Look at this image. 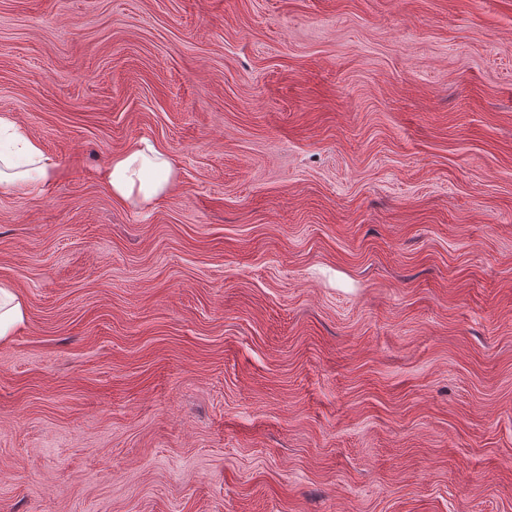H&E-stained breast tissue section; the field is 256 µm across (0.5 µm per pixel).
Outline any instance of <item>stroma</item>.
I'll return each instance as SVG.
<instances>
[{
    "label": "stroma",
    "mask_w": 512,
    "mask_h": 512,
    "mask_svg": "<svg viewBox=\"0 0 512 512\" xmlns=\"http://www.w3.org/2000/svg\"><path fill=\"white\" fill-rule=\"evenodd\" d=\"M1 116L0 512H512V0H0ZM0 130L11 132L18 145L19 163L11 155L0 153V192L36 194L57 173L58 164L40 143L22 131L13 121L0 117ZM27 166V167H26ZM172 170L170 156L142 139L114 155L102 177L116 199L136 205H151L168 193ZM158 172L164 175L157 177ZM27 308L21 294L7 283L0 282V341H7L25 325Z\"/></svg>",
    "instance_id": "35a3bbf8"
}]
</instances>
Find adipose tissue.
<instances>
[{
    "label": "adipose tissue",
    "mask_w": 512,
    "mask_h": 512,
    "mask_svg": "<svg viewBox=\"0 0 512 512\" xmlns=\"http://www.w3.org/2000/svg\"><path fill=\"white\" fill-rule=\"evenodd\" d=\"M0 130L10 132L19 151L15 157L0 153V192H41L56 174L57 162L13 121L0 117ZM172 170L169 155L142 139L114 155L102 177L116 199L150 205L168 193Z\"/></svg>",
    "instance_id": "ef3b65f1"
}]
</instances>
